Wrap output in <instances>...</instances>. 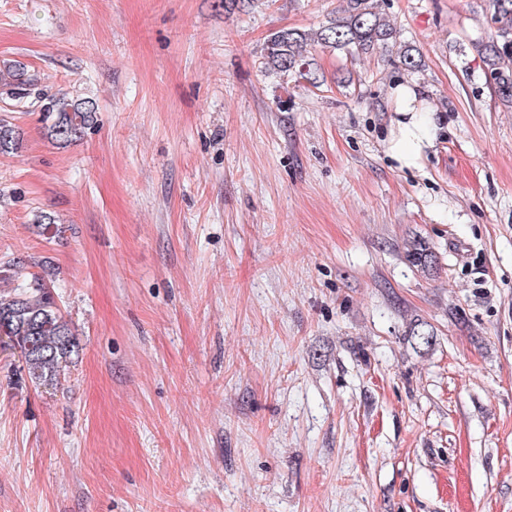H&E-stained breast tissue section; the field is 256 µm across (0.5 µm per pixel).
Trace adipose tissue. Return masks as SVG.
<instances>
[{
    "label": "adipose tissue",
    "instance_id": "obj_1",
    "mask_svg": "<svg viewBox=\"0 0 512 512\" xmlns=\"http://www.w3.org/2000/svg\"><path fill=\"white\" fill-rule=\"evenodd\" d=\"M421 98L420 90L415 87H398L392 92L399 134L391 150L396 161L407 166L420 158L423 148L429 143L432 120L416 114V104Z\"/></svg>",
    "mask_w": 512,
    "mask_h": 512
}]
</instances>
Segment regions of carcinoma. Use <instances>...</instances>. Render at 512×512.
<instances>
[{
  "instance_id": "cac0c4a2",
  "label": "carcinoma",
  "mask_w": 512,
  "mask_h": 512,
  "mask_svg": "<svg viewBox=\"0 0 512 512\" xmlns=\"http://www.w3.org/2000/svg\"><path fill=\"white\" fill-rule=\"evenodd\" d=\"M340 15L316 31L283 28L272 32L264 48L265 68L277 74L316 80L314 62L307 47L313 43L330 50L370 54L396 37V28L382 12L379 0H345ZM491 23L495 34L477 44L486 76L501 102L512 107V0H493ZM12 99H43L45 134L67 144L82 139L96 123L97 106L86 99L64 95L50 97L39 89L38 79L20 69L0 70V94ZM21 129L0 118V155L19 148ZM405 258L418 271L428 273L435 265L430 244L415 238L407 243ZM0 279L12 284L0 295V336L19 349L30 380L49 384L78 352V342L63 320L50 285L26 272L24 263L0 269Z\"/></svg>"
}]
</instances>
